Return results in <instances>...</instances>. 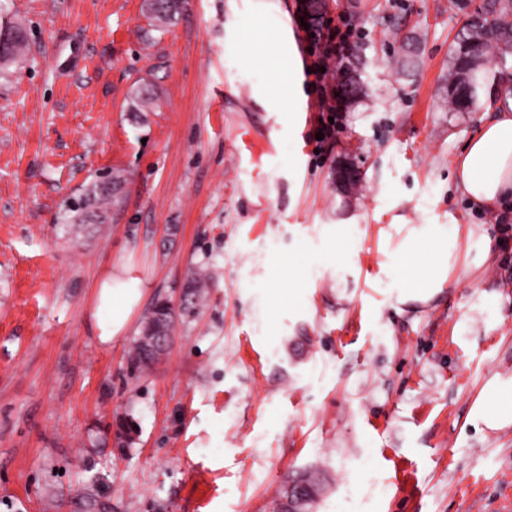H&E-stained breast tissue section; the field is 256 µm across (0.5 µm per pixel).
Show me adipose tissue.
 Segmentation results:
<instances>
[{
    "label": "adipose tissue",
    "instance_id": "ef3b65f1",
    "mask_svg": "<svg viewBox=\"0 0 512 512\" xmlns=\"http://www.w3.org/2000/svg\"><path fill=\"white\" fill-rule=\"evenodd\" d=\"M458 183L478 206L493 210L512 195V112L502 111L463 145L455 161ZM433 251L425 263L424 251ZM457 239L446 225L425 224L412 229L400 246L405 277L399 283V303H425L442 291L456 260ZM143 298L141 280L119 262L99 279L91 312L92 332L99 344L111 345L129 328L133 311Z\"/></svg>",
    "mask_w": 512,
    "mask_h": 512
}]
</instances>
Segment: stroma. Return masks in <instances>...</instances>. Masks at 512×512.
Returning a JSON list of instances; mask_svg holds the SVG:
<instances>
[{"label": "stroma", "instance_id": "35a3bbf8", "mask_svg": "<svg viewBox=\"0 0 512 512\" xmlns=\"http://www.w3.org/2000/svg\"><path fill=\"white\" fill-rule=\"evenodd\" d=\"M466 2L187 0L159 28L146 0H0V26L26 33L22 62L0 64V512H277L308 469L325 476L313 512H503L512 424L473 414L489 383L512 387V267L453 171L499 105L434 109L487 0ZM304 23L351 27L366 82L324 145ZM412 31L422 63L399 78ZM287 60L302 123L264 103ZM268 142L274 157L247 158ZM342 159L362 177L348 195ZM114 174L105 222L70 233L69 206ZM448 223L449 283L398 303V246ZM118 261L143 298L104 348L89 318ZM199 269L204 307L132 372L151 308Z\"/></svg>", "mask_w": 512, "mask_h": 512}]
</instances>
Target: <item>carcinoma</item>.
<instances>
[{
	"label": "carcinoma",
	"instance_id": "cac0c4a2",
	"mask_svg": "<svg viewBox=\"0 0 512 512\" xmlns=\"http://www.w3.org/2000/svg\"><path fill=\"white\" fill-rule=\"evenodd\" d=\"M184 0H148L147 8L160 22L170 21L179 13ZM479 15L482 21L466 24L461 34L448 47V81L445 96L437 105L441 112H473L479 105L482 91L499 84L500 73L491 69L490 63L512 54V0H490ZM7 39L3 47L4 61L16 58L21 50L23 39L14 27L5 29ZM396 72L408 76L419 65L417 55V37L406 39L403 51L394 61ZM351 69L341 70L338 85L352 88L354 100L363 98V89L355 79ZM122 180L114 175L104 182L94 185L86 195L79 213L69 220L71 224L103 223L105 216L100 206L117 198ZM208 278L199 272L191 274L187 280L183 295L184 309L192 312L207 294ZM173 326V312L166 302L156 303L143 326L140 341L135 343L129 363L135 371H148L162 355V351L147 350L141 340L161 331L170 335Z\"/></svg>",
	"mask_w": 512,
	"mask_h": 512
}]
</instances>
